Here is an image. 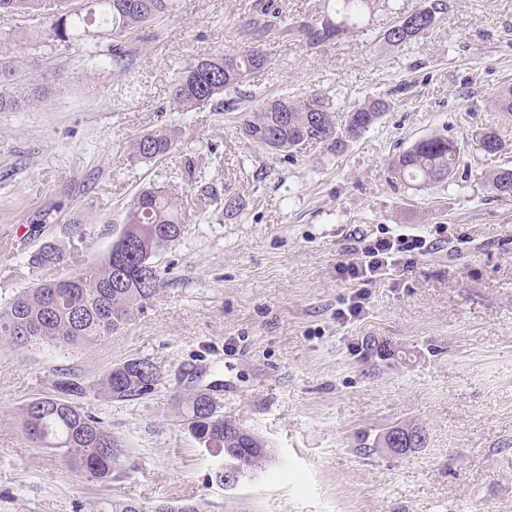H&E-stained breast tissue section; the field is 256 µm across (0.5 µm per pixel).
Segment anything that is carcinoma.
I'll list each match as a JSON object with an SVG mask.
<instances>
[{"label": "carcinoma", "instance_id": "obj_1", "mask_svg": "<svg viewBox=\"0 0 512 512\" xmlns=\"http://www.w3.org/2000/svg\"><path fill=\"white\" fill-rule=\"evenodd\" d=\"M331 13L317 23L295 29L300 41L311 48L341 38L362 20L372 0H332ZM174 0H88L83 10H62V0H0V11L33 14L45 20L42 34L68 46L97 39L90 28L106 31L116 43L107 56L112 66H129L125 50L117 40H128L143 27L173 10ZM447 9V0H420L407 14L398 16L383 31V39L400 47L428 33L437 15ZM271 34V25L255 17L239 32V45L220 54H204L183 69L171 87L175 112H191L206 105L224 106V91L235 88L268 65L261 52V39ZM36 87L27 98L0 91V112H14L44 95ZM496 111L512 116V86L493 97ZM384 98H372L354 107L339 122L329 97L314 93L306 99L273 97L239 116L240 133L248 141L274 153L292 157L298 148L315 143L333 154L360 138L389 111ZM179 130L163 127L138 135L128 146L129 158L140 163L162 159L176 148ZM503 130L486 127L476 134L479 149L488 159L505 148ZM458 144L445 135L416 140L389 160L394 178L416 187L447 180L459 163ZM497 195L512 199V170L497 169L488 174ZM185 215L179 194L165 186L142 190L127 211L117 245L103 259L75 273L45 280L13 296L0 306V343L15 348L52 346L62 351L82 347L124 330L134 312H142L165 285L164 272L155 265L157 253L176 244L185 232ZM71 250L48 240L26 255L31 269L63 270L70 265ZM162 374L156 365L142 358H128L114 366L98 386H87L78 377L63 374L54 383L56 394L34 400L22 409V426L28 439L59 451L61 461L102 481L122 468L125 449L112 432L90 412L76 404L96 388L109 398L133 402L154 392ZM189 431L205 447L232 461L244 462L239 479L262 468L270 454L267 444L241 428L205 391L177 398ZM409 434L411 447L424 448L426 431L415 424L399 423ZM111 512H207L197 499L178 501L115 500Z\"/></svg>", "mask_w": 512, "mask_h": 512}]
</instances>
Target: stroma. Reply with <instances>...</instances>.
Wrapping results in <instances>:
<instances>
[{"mask_svg":"<svg viewBox=\"0 0 512 512\" xmlns=\"http://www.w3.org/2000/svg\"><path fill=\"white\" fill-rule=\"evenodd\" d=\"M265 3L283 30L327 10V0H175L125 41V70L83 44L40 41L38 16L0 12L14 92L29 94L38 77L51 89L0 112V254L11 256L0 303L48 279L24 257L66 239L73 221L87 224L78 267L99 262L143 188L176 189L187 218L156 257L165 286L124 331L72 351L0 345V512L185 498L205 499L209 512H512V200L492 192L475 144L501 121L492 93L512 86V0H448L436 27L401 47L382 33L418 0H374L350 34L315 49L265 39L269 66L229 95L240 106L320 91L341 114L373 96L392 105L344 152L312 144L290 159L243 138L231 112L170 103L178 73L234 48ZM18 33L33 47L14 42ZM170 124L182 131L170 158L130 161L134 136ZM434 133L457 141L458 169L404 187L389 160ZM208 188L217 201L203 202ZM229 198L237 213H225ZM40 210L51 216L34 235ZM403 225L446 228L461 245L378 283L363 316L337 324L350 290L336 268L354 235ZM130 357L161 370L155 392L81 400L124 446V476L101 483L27 439L20 410L52 393L58 373L92 385ZM202 388L273 450L231 489L212 483L219 459L174 400ZM398 423L422 426L426 447L362 450Z\"/></svg>","mask_w":512,"mask_h":512,"instance_id":"obj_1","label":"stroma"}]
</instances>
